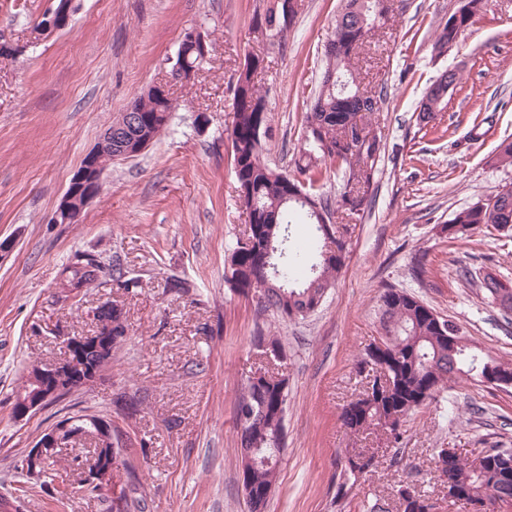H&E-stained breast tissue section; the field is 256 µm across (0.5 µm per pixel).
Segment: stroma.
Segmentation results:
<instances>
[{
    "label": "stroma",
    "mask_w": 512,
    "mask_h": 512,
    "mask_svg": "<svg viewBox=\"0 0 512 512\" xmlns=\"http://www.w3.org/2000/svg\"><path fill=\"white\" fill-rule=\"evenodd\" d=\"M362 49L355 73L382 90L372 116L382 139L375 193L351 234L330 294L305 319L258 311L224 281L229 246L245 227L225 141L232 88L246 55L263 57L257 80L271 131L263 158L296 173L298 137L324 65L341 0H302L271 40L252 31L269 0H76L68 28L33 42L30 30L51 0H0V497L20 512H106L76 492L79 475L62 461L60 500L27 482L21 462L42 432L80 413L116 418L113 394L144 402L129 421L127 452L145 512H249L240 479L235 400L262 358L256 331L281 337L288 378L286 445L264 512H367L394 503L407 484L442 499L431 451L464 456L512 448V386L460 375L436 403L406 424L394 457L380 458L344 500L337 465L351 448H374L340 414L361 390L357 363L380 338L378 309L389 288L413 294L452 320L483 353L512 363V314L466 287L463 272L512 279V236L491 229L448 238L451 215L506 183L512 166L492 165L512 136V0H494L457 47L435 55L434 37L461 0H408ZM207 38L209 63L194 81L170 78L185 28ZM460 72L434 128L414 108L444 69ZM168 86L174 110L165 130L136 157L112 163L99 194L72 224L53 217L84 157L104 130L150 86ZM481 137L471 140L475 117ZM93 252L137 276L128 293L104 284L69 296L59 287L76 256ZM426 274L415 279L412 268ZM177 276L191 296L169 291ZM109 300L126 313V342L112 351L105 380L16 420L13 403L27 367L62 358L64 336L91 330Z\"/></svg>",
    "instance_id": "obj_1"
}]
</instances>
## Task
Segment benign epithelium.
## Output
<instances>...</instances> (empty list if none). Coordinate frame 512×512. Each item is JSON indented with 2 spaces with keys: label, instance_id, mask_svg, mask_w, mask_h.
<instances>
[{
  "label": "benign epithelium",
  "instance_id": "obj_1",
  "mask_svg": "<svg viewBox=\"0 0 512 512\" xmlns=\"http://www.w3.org/2000/svg\"><path fill=\"white\" fill-rule=\"evenodd\" d=\"M74 10V0H62L60 3L55 0L32 39L42 41L66 29ZM152 142L153 137L148 136L140 141L134 152L124 151L108 155L105 147L112 146V127H107L97 147L85 156L81 167L72 178L57 210L55 222H75L81 211L99 193L108 163L136 156ZM63 345L65 357L45 366L31 367L29 386L21 392L17 400L16 418L22 419L30 412L43 408L48 402L63 396L76 382L85 387L97 384L102 379V373L97 366L88 365L86 354L92 352L103 361L110 360L112 322H106L104 328L99 326L90 332L65 336ZM114 438L115 424L110 418L93 414L68 417L39 437L29 449L24 465L34 470L38 462L55 456L57 449L65 447V442L78 443L92 439L105 449V453L99 465L86 472L85 485L99 486L109 491L114 506L120 507L126 493L123 479L125 467L119 458L113 456ZM446 496L450 502L466 505L470 512H492L495 509V505L487 501L476 502L464 490L451 484L446 487Z\"/></svg>",
  "mask_w": 512,
  "mask_h": 512
}]
</instances>
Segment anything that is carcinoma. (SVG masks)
<instances>
[{
  "mask_svg": "<svg viewBox=\"0 0 512 512\" xmlns=\"http://www.w3.org/2000/svg\"><path fill=\"white\" fill-rule=\"evenodd\" d=\"M493 0H463L462 5L448 17L437 32L433 51L448 52L458 46L475 23L476 17L490 10ZM389 21L382 0H343L341 11L329 39L333 50L325 53V65L314 101L306 113L300 133V159L305 165L300 172L308 177L299 180L278 171L262 159L265 139L270 131V116L265 96L254 77L263 68V59L238 74L233 87L234 120L227 137L235 165L233 172L239 188V203L250 217L251 233L247 240L236 238L225 267V282L230 290L256 301L258 307L271 309L281 317L296 312L306 316L315 312L340 273L345 259L347 235L351 220L360 216L373 193L374 175L380 161L382 143L373 135L363 142L353 136L360 126H371L368 100L362 97L366 89L360 86L353 63L360 50L376 30ZM282 4L272 5L257 16L255 27L265 26L280 33L288 27ZM459 72L443 71L427 88L416 107L417 121L426 127L436 119V113L448 105V82H457ZM132 107L137 123L130 131L122 132V143L130 146L134 136L149 135L163 130L173 106L170 99L152 94L140 96ZM494 163L512 165V138L499 142ZM339 175L342 178L340 203L347 222L327 227L321 214L334 218L331 203L320 193V182ZM448 223L457 228L449 238L471 237L481 227L501 232L512 231V189L499 191L484 199V203L456 211ZM309 224L314 234L306 247L297 246L291 226ZM104 267L94 254L87 253L65 268V279L84 288L101 285ZM112 282L131 293L140 287V280L128 275L120 265L112 266ZM478 288L484 297L512 313V282L486 270L477 276ZM112 319V343L118 347L128 336L129 326L122 310L113 302H101L94 319ZM437 314L421 300L403 289L390 288L380 299L379 324L382 347L378 357L364 351L360 372H370L386 366L392 382L373 395L363 390L358 397L343 406L342 424L353 434L384 435L390 447H401L405 426L418 409L435 400L437 393L459 374H475L487 378L492 370L512 376V363L503 362L477 352L467 337L460 335L452 321L448 329H440ZM457 336L450 344L448 336ZM265 372L262 383L246 382L236 398V420L241 435L248 443L261 449L258 461L241 460L242 484L252 485L254 503H266L276 483L280 454L279 438L284 429L288 380L279 372ZM117 414L129 420L139 412L142 399L124 392L113 398ZM59 457L45 462L38 472H26L29 479L39 482L43 489L55 470ZM494 468L475 473L469 458L454 457L450 466L435 472L441 482L454 481L466 486L470 494L490 503H512V476L501 474L506 465L512 473V451L499 449L491 456ZM362 475L348 468L339 473L336 498H344Z\"/></svg>",
  "mask_w": 512,
  "mask_h": 512,
  "instance_id": "1",
  "label": "carcinoma"
}]
</instances>
